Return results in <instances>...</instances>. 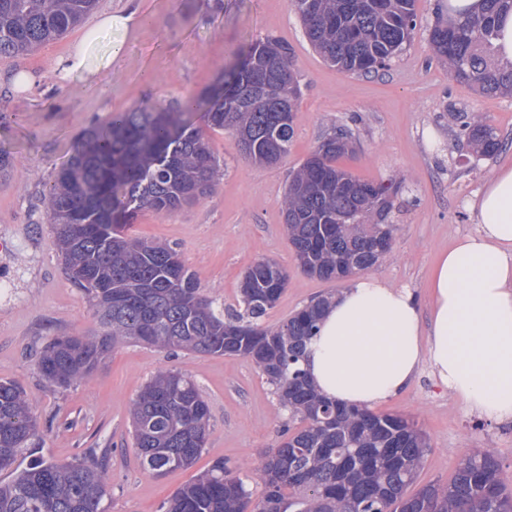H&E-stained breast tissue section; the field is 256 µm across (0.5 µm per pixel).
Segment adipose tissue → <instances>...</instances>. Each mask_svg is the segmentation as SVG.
Here are the masks:
<instances>
[{"label":"adipose tissue","mask_w":512,"mask_h":512,"mask_svg":"<svg viewBox=\"0 0 512 512\" xmlns=\"http://www.w3.org/2000/svg\"><path fill=\"white\" fill-rule=\"evenodd\" d=\"M125 23L103 14L57 60V85L97 89L88 47ZM471 207L479 227L434 263L429 314L409 289L371 274L355 276L330 303L304 363L322 395L373 407L407 389L427 363L471 411L512 420V166L496 169Z\"/></svg>","instance_id":"obj_1"}]
</instances>
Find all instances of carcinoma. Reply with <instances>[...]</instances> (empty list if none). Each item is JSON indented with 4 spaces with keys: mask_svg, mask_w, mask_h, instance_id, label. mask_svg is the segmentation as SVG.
<instances>
[{
    "mask_svg": "<svg viewBox=\"0 0 512 512\" xmlns=\"http://www.w3.org/2000/svg\"><path fill=\"white\" fill-rule=\"evenodd\" d=\"M97 0H0V57L43 46L78 25ZM312 47L338 69L366 74L386 67L417 26L416 0H291ZM512 0H483L481 12L440 16L429 30L433 52L451 75L484 94H512V64L496 61L491 40ZM299 83L288 46L268 36L248 47L221 80L182 112L138 107L114 112L85 130L45 198L69 281L93 303L97 329L54 337L37 362L58 387L87 380L119 344L142 343L198 355L252 360L289 415L304 423L257 463L263 496L222 464L199 474L167 502L165 512H512V489L490 448L464 455L447 484L407 489L430 446L409 418L339 405L323 397L303 363L330 297L269 327L263 319L288 276L258 260L240 289L245 316L218 313L193 272L171 246L124 234L144 211L170 212L206 196L216 164L203 131H232L245 160L269 166L288 156ZM459 135L475 151L501 147L494 127L475 116ZM351 133L336 128L291 174L283 201L288 241L298 266L334 281L347 268L366 270L405 179L370 182L337 165L351 153ZM140 467L154 475L194 464L208 436L209 409L196 383L169 370L154 376L131 407ZM37 420L25 392L0 380V512H109L106 467L93 460L36 461L21 467L34 445Z\"/></svg>",
    "mask_w": 512,
    "mask_h": 512,
    "instance_id": "obj_1",
    "label": "carcinoma"
}]
</instances>
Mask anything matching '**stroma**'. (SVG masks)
<instances>
[{
    "mask_svg": "<svg viewBox=\"0 0 512 512\" xmlns=\"http://www.w3.org/2000/svg\"><path fill=\"white\" fill-rule=\"evenodd\" d=\"M106 12L127 16L126 28L103 34L91 52L107 96L54 85L56 58ZM448 0H417V27L387 68L350 74L326 64L309 43L289 0H97L80 26L38 50L0 57V151L12 165L0 172V379L26 392L38 423L25 460L75 462L89 448H108L110 512H162L161 506L198 474L221 463L254 495L263 486L252 467L278 447L288 413L254 363L242 356L169 351L127 343L116 347L86 382L49 385L36 368L52 337L80 334L94 321L85 294L72 285L57 253L44 199L81 132L111 112L149 106L178 112L186 97L211 87L241 51L268 35L288 44L301 96L287 158L271 167L246 161L228 130L206 129L219 175L209 196L173 212H142L125 233L176 248L216 308L238 310L247 268L266 258L288 273V285L265 318L286 321L312 299L341 291L297 265L284 230L282 201L291 172L334 126L350 128L354 154L340 166L357 178H405L391 221V253L372 269L389 284L411 288L429 311V276L439 254L478 227L468 203L493 168L512 166V95H487L448 74L428 34ZM122 52L108 60L111 45ZM28 72L32 91L18 96L7 78ZM487 117L502 142L477 154L456 131L471 113ZM178 370L197 383L209 408L207 442L196 463L155 477L143 472L130 433V409L159 371ZM378 412L412 419L431 450L418 485L450 481L461 458L495 449L512 484V421L469 412L436 386L429 366Z\"/></svg>",
    "mask_w": 512,
    "mask_h": 512,
    "instance_id": "35a3bbf8",
    "label": "stroma"
}]
</instances>
